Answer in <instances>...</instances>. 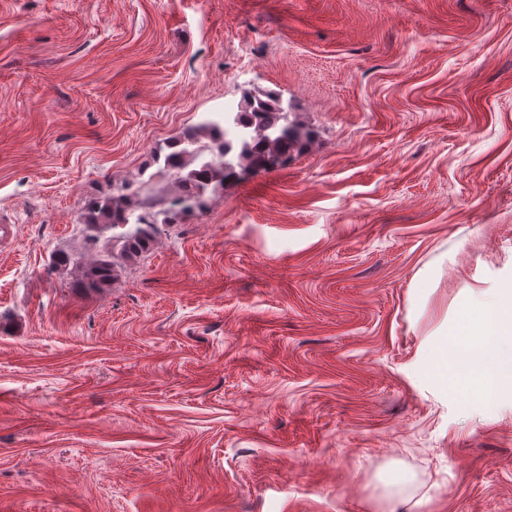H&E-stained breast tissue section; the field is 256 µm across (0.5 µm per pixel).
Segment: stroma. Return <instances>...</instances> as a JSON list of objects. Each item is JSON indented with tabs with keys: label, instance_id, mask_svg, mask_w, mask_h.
<instances>
[{
	"label": "stroma",
	"instance_id": "stroma-1",
	"mask_svg": "<svg viewBox=\"0 0 512 512\" xmlns=\"http://www.w3.org/2000/svg\"><path fill=\"white\" fill-rule=\"evenodd\" d=\"M267 92L309 143L56 264ZM0 220V512H512V396L424 358L512 289V0H0ZM112 256L99 255L92 258L86 271L87 284L90 288H99L103 284L112 282Z\"/></svg>",
	"mask_w": 512,
	"mask_h": 512
}]
</instances>
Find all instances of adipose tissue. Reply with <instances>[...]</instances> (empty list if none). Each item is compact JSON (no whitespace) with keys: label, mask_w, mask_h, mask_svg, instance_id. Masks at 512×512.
I'll use <instances>...</instances> for the list:
<instances>
[{"label":"adipose tissue","mask_w":512,"mask_h":512,"mask_svg":"<svg viewBox=\"0 0 512 512\" xmlns=\"http://www.w3.org/2000/svg\"><path fill=\"white\" fill-rule=\"evenodd\" d=\"M440 352L429 356L427 376L441 388H453L494 402L512 390V292L491 298L469 291Z\"/></svg>","instance_id":"adipose-tissue-1"}]
</instances>
